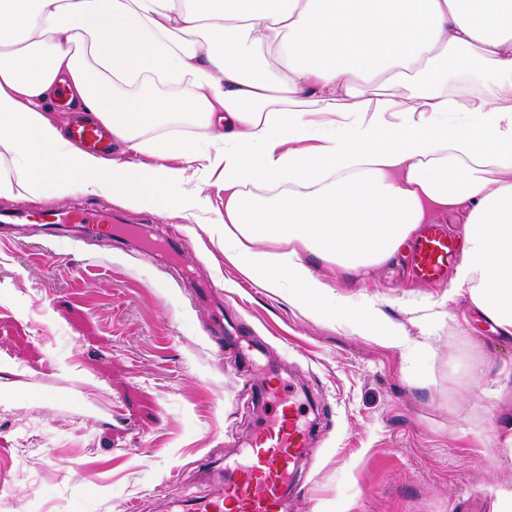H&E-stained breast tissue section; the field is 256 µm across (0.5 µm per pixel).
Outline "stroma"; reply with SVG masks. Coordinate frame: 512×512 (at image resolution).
Here are the masks:
<instances>
[{
	"mask_svg": "<svg viewBox=\"0 0 512 512\" xmlns=\"http://www.w3.org/2000/svg\"><path fill=\"white\" fill-rule=\"evenodd\" d=\"M79 207L180 248L27 226L0 241V512H182L221 485L198 460H231L266 417L254 394L267 382L296 393L313 430L288 512H491L512 486L493 439L512 412V343L449 280H417L409 248L358 275L313 267L411 341L388 346L254 283L207 225L85 190L0 199Z\"/></svg>",
	"mask_w": 512,
	"mask_h": 512,
	"instance_id": "stroma-1",
	"label": "stroma"
}]
</instances>
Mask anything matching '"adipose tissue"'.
Masks as SVG:
<instances>
[{"mask_svg": "<svg viewBox=\"0 0 512 512\" xmlns=\"http://www.w3.org/2000/svg\"><path fill=\"white\" fill-rule=\"evenodd\" d=\"M452 50L488 68L487 91L449 86ZM62 85L148 163L71 142L45 110ZM123 85L143 93L118 100ZM187 124L205 140L173 136ZM79 189L209 225L255 283L398 345L311 260L349 275L463 218L454 283L512 340V0H0V198Z\"/></svg>", "mask_w": 512, "mask_h": 512, "instance_id": "ef3b65f1", "label": "adipose tissue"}]
</instances>
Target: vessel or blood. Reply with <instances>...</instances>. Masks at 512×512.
Returning <instances> with one entry per match:
<instances>
[{
    "label": "vessel or blood",
    "instance_id": "1",
    "mask_svg": "<svg viewBox=\"0 0 512 512\" xmlns=\"http://www.w3.org/2000/svg\"><path fill=\"white\" fill-rule=\"evenodd\" d=\"M73 141L91 152H107L112 131L100 124L71 127ZM39 223L48 235L71 229L82 238H101L112 216L89 209L64 213L47 211ZM460 257L457 240L437 225H429L411 249L414 275L423 281L442 279ZM309 432L292 396L278 397L267 419L256 428L244 459L227 470L221 488L210 498L193 503V512H284L285 498L308 452Z\"/></svg>",
    "mask_w": 512,
    "mask_h": 512
}]
</instances>
